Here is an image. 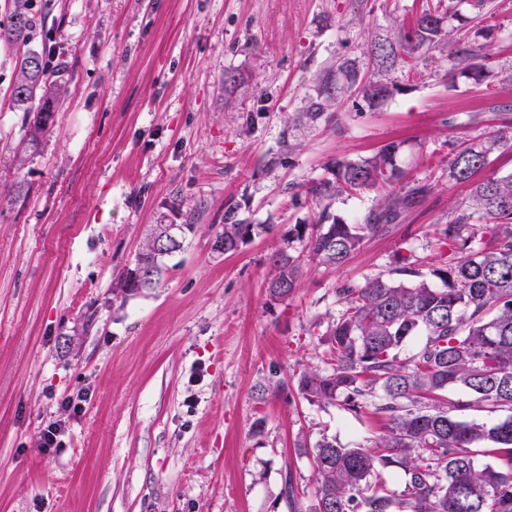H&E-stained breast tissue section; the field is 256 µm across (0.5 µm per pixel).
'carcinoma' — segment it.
Segmentation results:
<instances>
[{
  "instance_id": "1",
  "label": "carcinoma",
  "mask_w": 512,
  "mask_h": 512,
  "mask_svg": "<svg viewBox=\"0 0 512 512\" xmlns=\"http://www.w3.org/2000/svg\"><path fill=\"white\" fill-rule=\"evenodd\" d=\"M21 2L15 0L9 20L0 21V38L12 43L27 40L32 27ZM458 4L468 5L470 15L450 7L444 13L424 9L393 36L370 45V77L359 88L369 106L390 95L387 75L396 66L413 69L422 54L445 45L454 47L452 55L468 63L470 77L481 81L483 67L470 60L485 56L486 45L453 40L454 28L445 20L481 21L492 0ZM60 90L39 55L22 56L11 98L34 113L30 141H38L52 116L36 100L47 101ZM342 92L333 71H325L317 98L303 116L316 120ZM506 143H512V136L459 145L450 176L470 181L489 153ZM399 147L390 142L361 162L338 161L334 180L308 189L317 207L334 192L380 196V208L363 224H347L323 209L315 213L314 224L294 225L288 236L307 240L310 259L343 265L369 234L395 223L424 192L423 186L403 194L389 191L400 177L394 164ZM250 232L251 225L229 207L216 239L228 253ZM165 234L164 225H153L120 287H138L143 262L153 265L147 287H158L164 257H154V251ZM487 234L493 245L482 248ZM302 263V254L289 250L272 255L270 297L285 299L294 292ZM394 272L399 278L377 276L360 287L338 289L344 308L323 335L324 366H309L298 375V391L308 402L355 412L371 407L387 421L386 430L368 447H347L326 437L316 443L310 452L316 486L304 512H512V175L474 183L469 207L456 211L440 229L438 256L428 270L408 252L398 255ZM415 336L424 337L423 342L407 349ZM467 410L499 416L491 422L461 419L458 413ZM479 455L492 462L478 464ZM389 465L406 477L400 492L380 477L379 468Z\"/></svg>"
}]
</instances>
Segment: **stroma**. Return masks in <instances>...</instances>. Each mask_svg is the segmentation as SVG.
<instances>
[{
    "instance_id": "1",
    "label": "stroma",
    "mask_w": 512,
    "mask_h": 512,
    "mask_svg": "<svg viewBox=\"0 0 512 512\" xmlns=\"http://www.w3.org/2000/svg\"><path fill=\"white\" fill-rule=\"evenodd\" d=\"M437 0H30L27 43L0 40V512H291L314 493L304 447L371 445L385 421L313 405L297 376L343 285L391 276L397 253L438 254L437 225L469 206L454 149L484 143L512 102V0H493L489 73L474 84L447 49L388 76L376 107L357 91L316 121L319 78ZM45 56L65 93L31 141L11 99L16 62ZM396 142L401 194L424 191L344 265L304 262L272 299L270 257L302 242L307 190L336 162ZM328 214L363 223L375 193L334 194ZM252 232L214 249L227 208ZM155 224L196 231L161 283L122 291ZM81 396L79 409L64 403ZM65 422L66 445L41 432Z\"/></svg>"
}]
</instances>
